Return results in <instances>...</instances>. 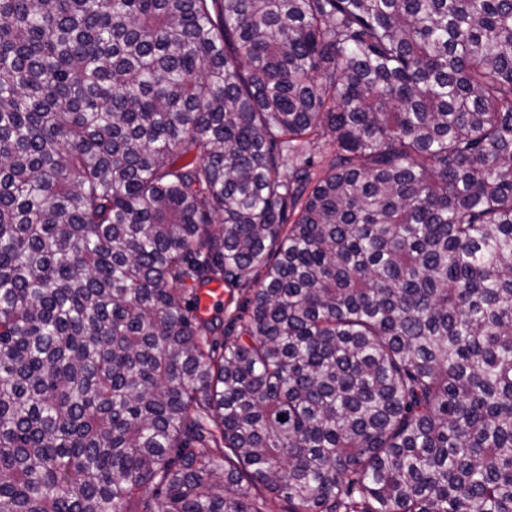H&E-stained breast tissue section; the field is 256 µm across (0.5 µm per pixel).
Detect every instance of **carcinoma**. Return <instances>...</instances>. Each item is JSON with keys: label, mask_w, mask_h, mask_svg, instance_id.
<instances>
[{"label": "carcinoma", "mask_w": 512, "mask_h": 512, "mask_svg": "<svg viewBox=\"0 0 512 512\" xmlns=\"http://www.w3.org/2000/svg\"><path fill=\"white\" fill-rule=\"evenodd\" d=\"M268 495L512 512V0H0V512Z\"/></svg>", "instance_id": "cac0c4a2"}]
</instances>
